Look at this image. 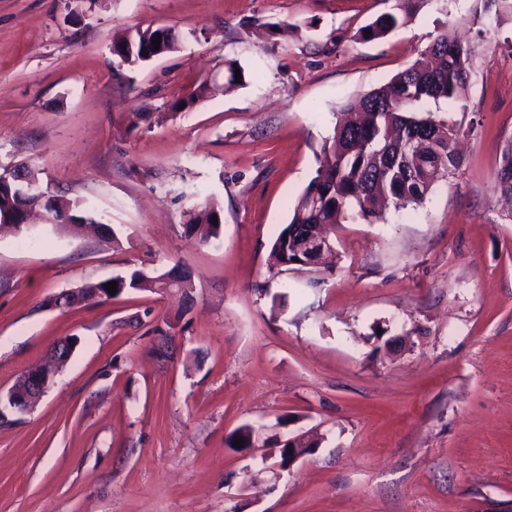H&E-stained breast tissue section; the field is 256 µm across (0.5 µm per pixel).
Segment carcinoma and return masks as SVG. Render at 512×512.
<instances>
[{"label":"carcinoma","instance_id":"carcinoma-1","mask_svg":"<svg viewBox=\"0 0 512 512\" xmlns=\"http://www.w3.org/2000/svg\"><path fill=\"white\" fill-rule=\"evenodd\" d=\"M394 13L376 17L364 30L363 39H379L404 24L424 0H396ZM160 32L158 27L138 28L120 43L113 45L120 62L136 67L174 51L178 45L175 32L160 40L155 47L152 40ZM425 58L397 72L387 83L374 88L359 99L341 107V120L322 147L323 160L306 189L298 197L288 224L271 244L270 256L276 265L289 269L314 271L315 263L301 251L305 235L320 226L334 227L357 219L379 220L382 206L392 203L396 208L422 204L432 188L449 179L458 170L461 157L454 148L460 127L449 123L435 113L441 104L452 103L461 111L467 110V78L476 57V47L448 40L447 34L436 36L424 51ZM422 144L411 150L412 139ZM26 178L20 187L32 189L23 194L26 202L37 200V173L28 165L14 168ZM495 189L500 197L512 203V140L501 153L495 173ZM51 212L69 209L75 219L97 232L111 231L91 211L77 200L54 195L39 205ZM217 224H212V219ZM223 225L218 203L206 197H196L185 212L186 233L201 242L218 238ZM163 273L144 268L116 275L117 294L126 291L151 293L166 292L161 281ZM243 438L242 449L262 443L264 447L278 448L279 461H288V442L272 435L260 440L254 427H238L229 443Z\"/></svg>","mask_w":512,"mask_h":512}]
</instances>
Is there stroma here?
I'll list each match as a JSON object with an SVG mask.
<instances>
[{
    "label": "stroma",
    "mask_w": 512,
    "mask_h": 512,
    "mask_svg": "<svg viewBox=\"0 0 512 512\" xmlns=\"http://www.w3.org/2000/svg\"><path fill=\"white\" fill-rule=\"evenodd\" d=\"M395 5L0 0V173L29 164L114 230L0 232V391L79 339L38 405L0 423V512H512V220L494 189L512 13L488 27L478 0H423L358 38ZM147 26L173 27L176 51L119 64L113 42ZM441 32L477 49L466 111L444 114L464 128L459 170L421 206L337 225L330 266H271L340 106ZM229 61L245 82L228 92ZM196 192L223 213L206 243L184 233ZM175 265L193 302L47 305ZM244 424L320 445L282 472L273 450L228 447ZM397 12L384 13L376 17L361 31L360 36L365 40L379 39L387 36L399 25L404 24L420 7L423 0H396ZM369 31V36L365 35Z\"/></svg>",
    "instance_id": "35a3bbf8"
}]
</instances>
